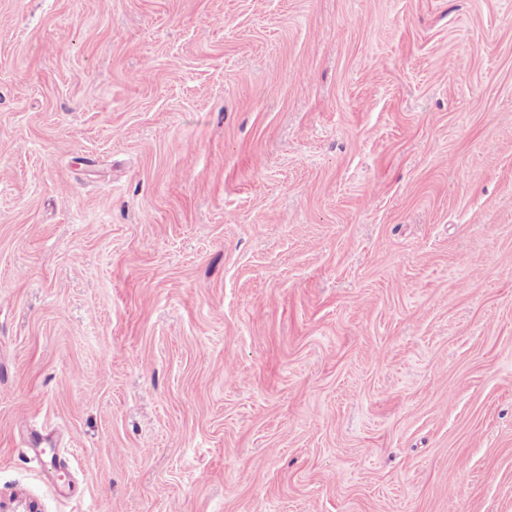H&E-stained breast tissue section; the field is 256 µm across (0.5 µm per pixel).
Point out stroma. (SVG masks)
<instances>
[{"mask_svg":"<svg viewBox=\"0 0 512 512\" xmlns=\"http://www.w3.org/2000/svg\"><path fill=\"white\" fill-rule=\"evenodd\" d=\"M0 494L512 512V0H0Z\"/></svg>","mask_w":512,"mask_h":512,"instance_id":"1","label":"stroma"}]
</instances>
